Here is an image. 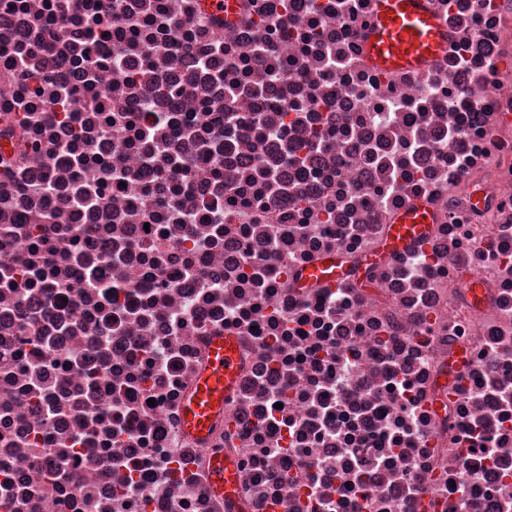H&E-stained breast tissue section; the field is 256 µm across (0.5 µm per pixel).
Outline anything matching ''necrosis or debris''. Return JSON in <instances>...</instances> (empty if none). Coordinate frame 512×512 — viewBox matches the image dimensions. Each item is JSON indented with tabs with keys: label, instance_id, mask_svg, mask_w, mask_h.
I'll return each instance as SVG.
<instances>
[{
	"label": "necrosis or debris",
	"instance_id": "necrosis-or-debris-1",
	"mask_svg": "<svg viewBox=\"0 0 512 512\" xmlns=\"http://www.w3.org/2000/svg\"><path fill=\"white\" fill-rule=\"evenodd\" d=\"M428 4L384 74L375 0H0V512H234L178 427L221 335L256 512H512V0ZM413 198L372 287L295 288ZM376 14L364 36L366 62L387 73L435 62L447 49L448 33L427 0H376ZM434 221V214L428 204L412 199L392 217L382 239L362 258L361 271L372 269L388 262L397 254L422 242Z\"/></svg>",
	"mask_w": 512,
	"mask_h": 512
}]
</instances>
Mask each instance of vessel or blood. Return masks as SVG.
<instances>
[{"mask_svg": "<svg viewBox=\"0 0 512 512\" xmlns=\"http://www.w3.org/2000/svg\"><path fill=\"white\" fill-rule=\"evenodd\" d=\"M376 14L364 36L366 62L387 73L415 70L435 62L448 46L443 21L427 0H376ZM434 221L425 201L413 199L392 217L382 239L367 252L362 264L374 268L422 242ZM357 275L339 251L318 258L298 277L305 289L314 285L335 288ZM240 341L234 336L212 337L205 366L183 402L181 430L201 444H208L212 426L224 418V407L232 399L240 377ZM210 492L234 500L238 479L234 464L223 453L210 451Z\"/></svg>", "mask_w": 512, "mask_h": 512, "instance_id": "b4317fda", "label": "vessel or blood"}]
</instances>
